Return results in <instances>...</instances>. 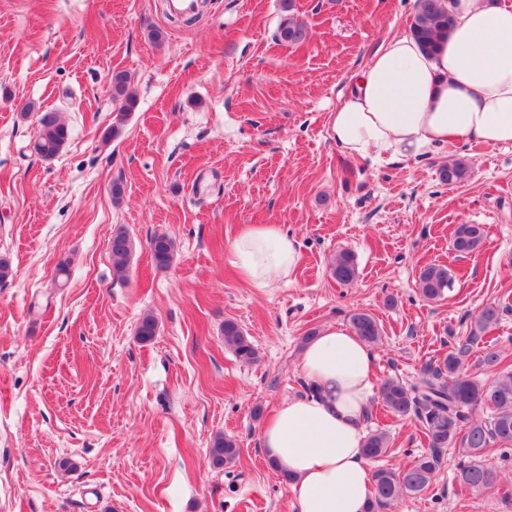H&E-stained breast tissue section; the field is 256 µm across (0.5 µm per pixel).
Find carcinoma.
<instances>
[{
	"label": "carcinoma",
	"mask_w": 512,
	"mask_h": 512,
	"mask_svg": "<svg viewBox=\"0 0 512 512\" xmlns=\"http://www.w3.org/2000/svg\"><path fill=\"white\" fill-rule=\"evenodd\" d=\"M294 0H282L286 12L278 28V39L289 45L305 42L310 37L308 26L292 13ZM453 24L444 9L442 0H417V11L411 23L412 35L428 50H433L440 37L448 34ZM112 103L118 106L119 117H125L136 104L131 90V78L127 71L114 69L109 76ZM69 140V128L61 114L46 111L38 117V133L33 151L44 160L55 158ZM470 176L469 164L457 159L442 167L440 179L457 184ZM485 240L481 224H460L454 232L453 249L460 254H472L480 250ZM149 248L156 267L170 266L174 257V244L165 235H155L149 240ZM113 273L123 277L135 250V242L129 233L119 228L109 241ZM336 282L349 285L357 278V263L352 253H338L331 264ZM453 277L444 265L427 264L421 267L417 288L428 301H437L450 290ZM503 311L501 304L484 307L475 320L476 329L458 343L436 365L420 373L414 383L406 384L398 379L385 380L379 388V401L389 416L397 419L416 418L424 442L429 451L415 458L400 470L377 469L372 474L373 497L368 512H381L405 495H415L427 489L441 465L442 453L453 448L463 458L459 481L463 490L479 493L499 489L509 484L500 466L487 462L486 456L498 449L512 447V365L505 364L501 351L485 349L480 364L494 374L485 383L464 369V360L479 339V333L495 325ZM354 332L363 341L377 344L382 331L376 320L366 313L351 317ZM158 333V322L150 314L143 316L137 326L136 336L142 343L151 342ZM224 345L244 364L258 360V349L244 335L233 320L224 321ZM482 409L486 417L477 419L472 411ZM389 438L383 431H375L366 437L365 454L376 459L387 452ZM240 457L236 439L219 433L212 439L209 461L215 468L236 463Z\"/></svg>",
	"instance_id": "obj_1"
}]
</instances>
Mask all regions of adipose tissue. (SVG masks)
I'll return each instance as SVG.
<instances>
[{
	"mask_svg": "<svg viewBox=\"0 0 512 512\" xmlns=\"http://www.w3.org/2000/svg\"><path fill=\"white\" fill-rule=\"evenodd\" d=\"M454 20L426 51L412 35L385 37L350 77L328 118L347 156L373 162L418 159L474 138L512 144V0H444ZM239 276L265 290L301 261L296 238L278 224L245 226L231 241ZM375 352L343 325L305 346L304 395L267 419L261 445L292 479L297 512H366L372 497L364 421L373 395Z\"/></svg>",
	"mask_w": 512,
	"mask_h": 512,
	"instance_id": "obj_1",
	"label": "adipose tissue"
}]
</instances>
